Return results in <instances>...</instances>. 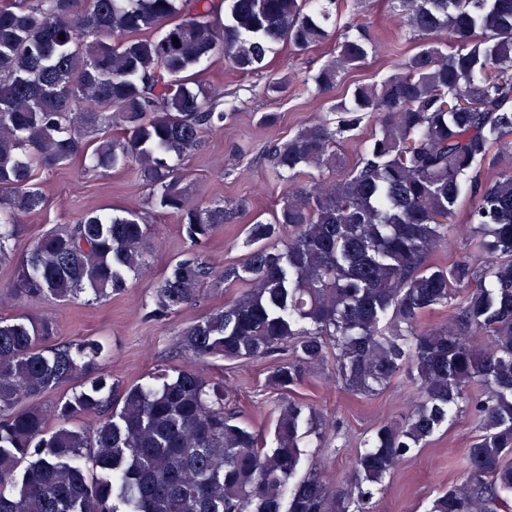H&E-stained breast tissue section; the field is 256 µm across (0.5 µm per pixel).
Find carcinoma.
Listing matches in <instances>:
<instances>
[{
	"label": "carcinoma",
	"instance_id": "1",
	"mask_svg": "<svg viewBox=\"0 0 512 512\" xmlns=\"http://www.w3.org/2000/svg\"><path fill=\"white\" fill-rule=\"evenodd\" d=\"M427 39L378 83L354 85L337 118L271 151L288 194L246 227L241 264L214 271L194 247L249 203L200 205L181 158L236 112L216 110L194 69L224 60L248 74L272 45L307 51L329 38L335 0H9L0 4V262L15 263L16 301L121 291L148 266L139 212L90 211L42 235L20 258V217L43 204L37 175L81 158L88 171L131 170L148 204L174 216L189 248L153 288L152 319L196 302L205 283L248 284L182 331L185 366L156 383L98 372L105 347L50 346V318L0 319V512H373L385 479L459 413L479 434L463 482L426 512H512V0H390ZM304 84L331 92L373 41L355 26ZM65 39H60V35ZM177 41H172V38ZM374 132L341 179L298 184L307 167L343 165L340 142ZM488 180H479L481 171ZM464 235L475 254L432 261ZM464 300L445 323L424 314ZM266 383L291 392L333 353L335 378L374 396L408 376L415 401L379 423L348 478L332 486L304 461L320 409L282 405L273 438L238 421L206 359H264ZM85 383L46 411L34 398ZM82 417L85 423L71 422ZM57 427L49 425V419Z\"/></svg>",
	"mask_w": 512,
	"mask_h": 512
}]
</instances>
